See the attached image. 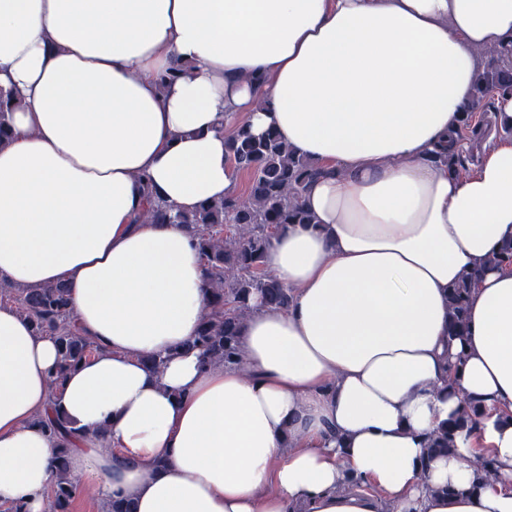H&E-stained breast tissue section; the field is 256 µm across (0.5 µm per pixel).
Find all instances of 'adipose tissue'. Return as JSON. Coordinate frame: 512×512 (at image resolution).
<instances>
[{"mask_svg": "<svg viewBox=\"0 0 512 512\" xmlns=\"http://www.w3.org/2000/svg\"><path fill=\"white\" fill-rule=\"evenodd\" d=\"M486 45L512 50V0H0V92L22 98L0 279L68 284L100 346L52 389L54 337L0 302V507L48 512L37 420L57 410L81 430L71 476L137 512H512V267L486 264L512 243V143L464 178L432 159ZM241 129L325 175L270 250L289 309L252 296L242 364L206 368L180 350L206 304L196 241L139 223V178L183 211L235 194ZM474 270L453 339L448 289ZM465 398L476 425L428 456Z\"/></svg>", "mask_w": 512, "mask_h": 512, "instance_id": "1", "label": "adipose tissue"}]
</instances>
